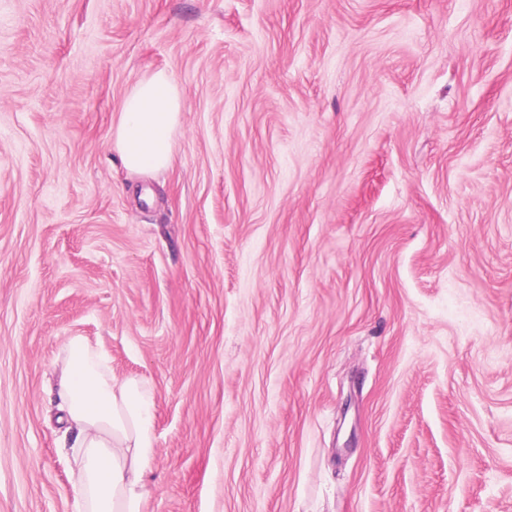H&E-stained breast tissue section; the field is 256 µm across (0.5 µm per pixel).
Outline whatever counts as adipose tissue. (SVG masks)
<instances>
[{
	"instance_id": "obj_1",
	"label": "adipose tissue",
	"mask_w": 512,
	"mask_h": 512,
	"mask_svg": "<svg viewBox=\"0 0 512 512\" xmlns=\"http://www.w3.org/2000/svg\"><path fill=\"white\" fill-rule=\"evenodd\" d=\"M181 110L182 93L164 70L146 75L127 94L113 146L130 175L172 164ZM55 390L66 415L76 512H146L155 451L151 388L138 377H115L105 355L74 336L66 344Z\"/></svg>"
}]
</instances>
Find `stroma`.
Here are the masks:
<instances>
[{"label": "stroma", "mask_w": 512, "mask_h": 512, "mask_svg": "<svg viewBox=\"0 0 512 512\" xmlns=\"http://www.w3.org/2000/svg\"><path fill=\"white\" fill-rule=\"evenodd\" d=\"M73 336L153 390L147 512H512V0H0V512H73ZM182 111V93L165 70L143 77L127 94L114 127L113 146L130 175L169 167L173 132Z\"/></svg>", "instance_id": "35a3bbf8"}]
</instances>
